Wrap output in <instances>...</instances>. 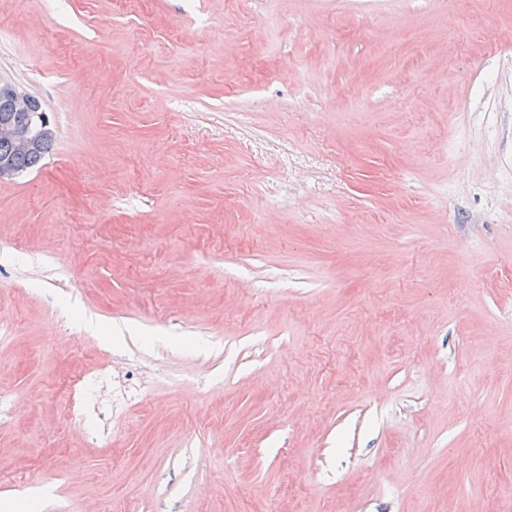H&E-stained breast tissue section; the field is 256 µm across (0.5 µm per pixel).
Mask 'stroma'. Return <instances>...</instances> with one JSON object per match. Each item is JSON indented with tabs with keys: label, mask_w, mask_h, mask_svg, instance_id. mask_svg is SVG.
Returning a JSON list of instances; mask_svg holds the SVG:
<instances>
[{
	"label": "stroma",
	"mask_w": 512,
	"mask_h": 512,
	"mask_svg": "<svg viewBox=\"0 0 512 512\" xmlns=\"http://www.w3.org/2000/svg\"><path fill=\"white\" fill-rule=\"evenodd\" d=\"M0 0V512H512V0ZM0 105V177L13 175L12 167L17 172L41 167L55 142L54 129L42 136L50 120L41 102L26 89L1 78ZM5 106L12 112H3ZM23 112H26L24 118ZM13 125L17 126L12 134ZM15 139L22 148L34 147L40 141L34 149L28 150L20 149ZM1 158H6L12 167Z\"/></svg>",
	"instance_id": "1"
}]
</instances>
